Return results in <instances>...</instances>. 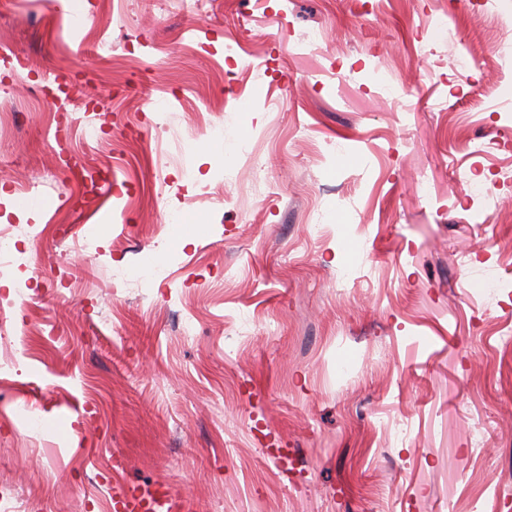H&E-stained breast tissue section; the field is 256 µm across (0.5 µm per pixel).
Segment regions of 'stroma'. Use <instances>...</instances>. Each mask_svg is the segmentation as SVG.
<instances>
[{
  "label": "stroma",
  "mask_w": 512,
  "mask_h": 512,
  "mask_svg": "<svg viewBox=\"0 0 512 512\" xmlns=\"http://www.w3.org/2000/svg\"><path fill=\"white\" fill-rule=\"evenodd\" d=\"M60 2L0 15L15 512H512V0ZM115 512H153L154 501L135 496L133 493H123L113 499Z\"/></svg>",
  "instance_id": "stroma-1"
}]
</instances>
